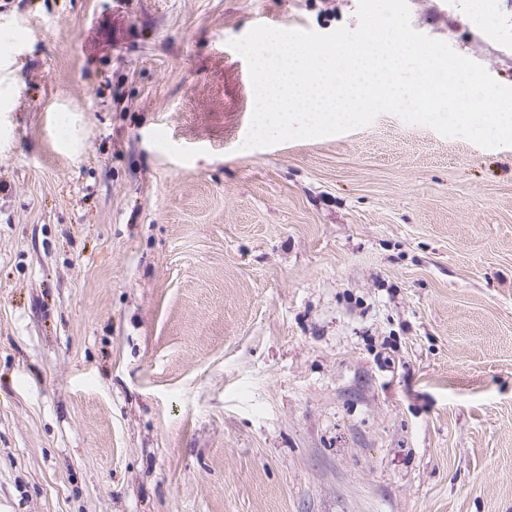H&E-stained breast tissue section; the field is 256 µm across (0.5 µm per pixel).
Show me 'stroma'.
Wrapping results in <instances>:
<instances>
[{
	"instance_id": "35a3bbf8",
	"label": "stroma",
	"mask_w": 512,
	"mask_h": 512,
	"mask_svg": "<svg viewBox=\"0 0 512 512\" xmlns=\"http://www.w3.org/2000/svg\"><path fill=\"white\" fill-rule=\"evenodd\" d=\"M512 86V0H407ZM358 0H0V512H512V146L243 149L231 46Z\"/></svg>"
}]
</instances>
